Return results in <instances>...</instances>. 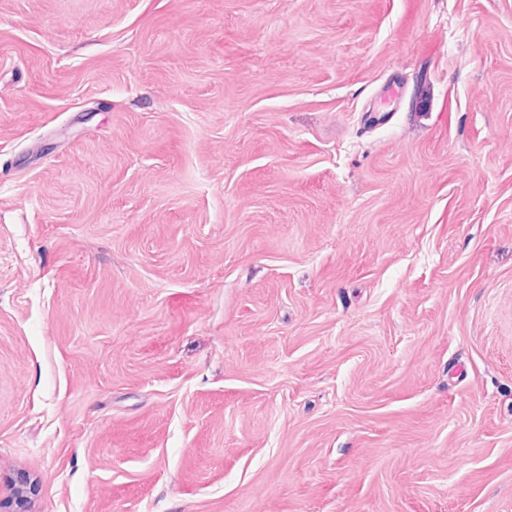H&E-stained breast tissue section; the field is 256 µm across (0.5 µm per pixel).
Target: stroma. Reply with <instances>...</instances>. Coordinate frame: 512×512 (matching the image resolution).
<instances>
[{
	"label": "stroma",
	"instance_id": "35a3bbf8",
	"mask_svg": "<svg viewBox=\"0 0 512 512\" xmlns=\"http://www.w3.org/2000/svg\"><path fill=\"white\" fill-rule=\"evenodd\" d=\"M512 512V0H0V499Z\"/></svg>",
	"mask_w": 512,
	"mask_h": 512
}]
</instances>
